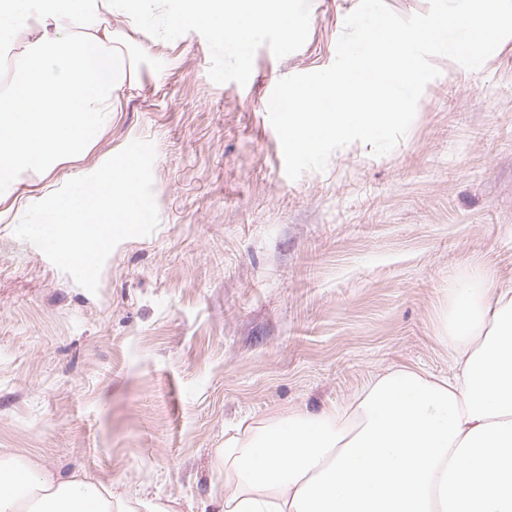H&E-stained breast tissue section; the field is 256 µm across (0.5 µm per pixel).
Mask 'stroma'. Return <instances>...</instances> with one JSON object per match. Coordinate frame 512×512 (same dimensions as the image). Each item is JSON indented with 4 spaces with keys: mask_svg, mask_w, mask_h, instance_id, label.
<instances>
[{
    "mask_svg": "<svg viewBox=\"0 0 512 512\" xmlns=\"http://www.w3.org/2000/svg\"><path fill=\"white\" fill-rule=\"evenodd\" d=\"M283 3L292 37L263 25L244 53L113 18L137 79L92 155L148 146L154 221L91 286L0 223V454L217 512L242 420L319 413L390 367L448 375L449 282L512 285V38L475 71L434 58L389 154L353 143L293 181L267 98L333 63L359 0Z\"/></svg>",
    "mask_w": 512,
    "mask_h": 512,
    "instance_id": "stroma-1",
    "label": "stroma"
}]
</instances>
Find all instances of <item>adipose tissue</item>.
<instances>
[{
    "label": "adipose tissue",
    "instance_id": "1",
    "mask_svg": "<svg viewBox=\"0 0 512 512\" xmlns=\"http://www.w3.org/2000/svg\"><path fill=\"white\" fill-rule=\"evenodd\" d=\"M147 0H0V44L15 48L0 84V223L35 214L47 259L98 275L112 249L102 225L127 233L143 196L129 148L86 157L112 124L134 75L124 32ZM178 21L220 40L241 22L291 30L268 0H178ZM442 338L452 373L407 367L371 376L345 403L238 428L216 458L223 512H512V288L487 272L448 285ZM0 512H174L115 483L58 476L0 455Z\"/></svg>",
    "mask_w": 512,
    "mask_h": 512
}]
</instances>
